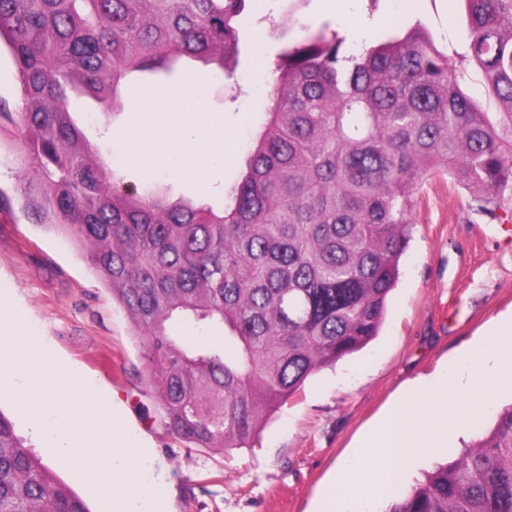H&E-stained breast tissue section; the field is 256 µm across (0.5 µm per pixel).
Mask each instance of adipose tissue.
Wrapping results in <instances>:
<instances>
[{"label": "adipose tissue", "instance_id": "obj_1", "mask_svg": "<svg viewBox=\"0 0 512 512\" xmlns=\"http://www.w3.org/2000/svg\"><path fill=\"white\" fill-rule=\"evenodd\" d=\"M135 109L146 114L159 111L168 114L170 123L163 128L147 125L134 129L127 138L130 160L146 166L155 165L160 159V148L166 143H175L188 150L199 143L207 144L202 159L211 166L223 164L228 159L227 148L209 146L208 130L200 123V103L193 91L185 89L169 94L153 90L136 103Z\"/></svg>", "mask_w": 512, "mask_h": 512}]
</instances>
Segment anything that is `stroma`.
<instances>
[{
    "label": "stroma",
    "mask_w": 512,
    "mask_h": 512,
    "mask_svg": "<svg viewBox=\"0 0 512 512\" xmlns=\"http://www.w3.org/2000/svg\"><path fill=\"white\" fill-rule=\"evenodd\" d=\"M335 4L253 0L233 77L216 78L209 67L194 62L168 80L171 90L194 88L208 121L232 136V156L224 165H186L176 158L172 144L157 166L131 163L127 132L137 126L139 116L129 99L107 126L102 123L103 103L89 97L76 102L73 117L113 157L129 188L141 190L155 182L177 198L196 195L204 187L210 203L222 206L264 120L271 74L268 61L258 59L254 47L260 43L274 51L277 21L285 16L296 29L330 23L351 41L360 24L374 35L396 24H420L457 63L460 88L481 111L498 117L501 106L488 94L483 71L466 59L470 34L464 0H351L345 12ZM22 178L12 142L0 141V299L45 354L94 386L118 431L134 445L153 449L156 472L172 492L173 512H317L337 463L356 451L416 380L434 375L491 331L512 338V223L473 214L465 190L426 182L378 338L312 376L267 420L253 447L228 454L189 453L153 420L155 397L143 378L142 344L132 334L129 317L77 247L30 220L18 190ZM511 404L512 388L505 387L498 390L493 409L472 406V434L450 437L447 447L417 459L399 493L423 480L436 463L455 460L488 432L497 409ZM39 454L92 512H112V498L100 490L97 479L61 464L49 449Z\"/></svg>",
    "instance_id": "stroma-1"
}]
</instances>
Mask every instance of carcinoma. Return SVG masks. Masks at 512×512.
Wrapping results in <instances>:
<instances>
[{
  "mask_svg": "<svg viewBox=\"0 0 512 512\" xmlns=\"http://www.w3.org/2000/svg\"><path fill=\"white\" fill-rule=\"evenodd\" d=\"M248 2L0 0L18 81L0 133L12 126L24 210L83 248L139 336L159 424L189 451L252 447L264 416L379 335L423 184L448 178L498 222L512 197V0H466L496 123L422 29L356 54L326 23L275 54L231 204L121 185L76 98L116 112L133 74L185 60L233 76ZM188 322L222 336L189 342ZM0 512H91L1 410ZM384 512H512V405Z\"/></svg>",
  "mask_w": 512,
  "mask_h": 512,
  "instance_id": "1",
  "label": "carcinoma"
}]
</instances>
